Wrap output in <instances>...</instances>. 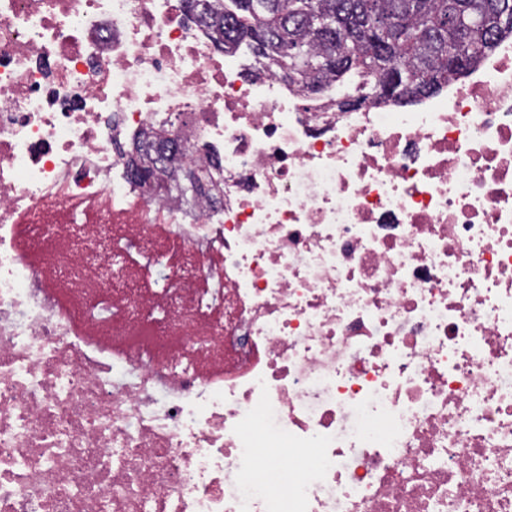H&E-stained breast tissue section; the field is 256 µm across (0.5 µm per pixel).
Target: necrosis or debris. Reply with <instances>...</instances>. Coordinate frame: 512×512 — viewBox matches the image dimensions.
Masks as SVG:
<instances>
[{"mask_svg": "<svg viewBox=\"0 0 512 512\" xmlns=\"http://www.w3.org/2000/svg\"><path fill=\"white\" fill-rule=\"evenodd\" d=\"M257 67L0 0V512H512V39L402 110Z\"/></svg>", "mask_w": 512, "mask_h": 512, "instance_id": "necrosis-or-debris-1", "label": "necrosis or debris"}]
</instances>
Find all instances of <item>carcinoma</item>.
I'll return each instance as SVG.
<instances>
[{
	"mask_svg": "<svg viewBox=\"0 0 512 512\" xmlns=\"http://www.w3.org/2000/svg\"><path fill=\"white\" fill-rule=\"evenodd\" d=\"M217 49L247 45L288 85L317 94L335 84L336 105L389 94L440 91L465 77L512 35V0H184ZM464 43L468 56L448 54Z\"/></svg>",
	"mask_w": 512,
	"mask_h": 512,
	"instance_id": "obj_1",
	"label": "carcinoma"
}]
</instances>
